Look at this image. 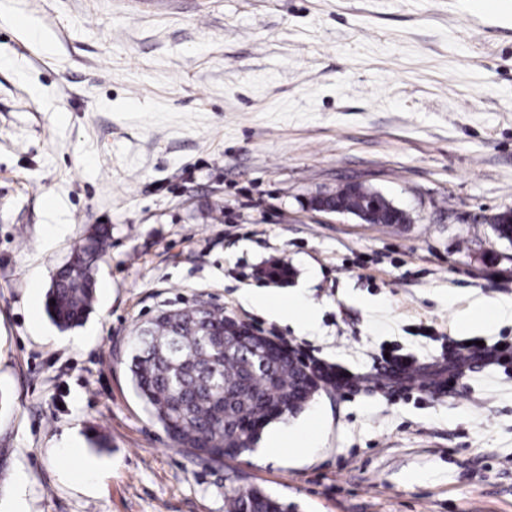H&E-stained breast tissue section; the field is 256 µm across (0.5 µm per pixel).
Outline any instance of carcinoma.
<instances>
[{
  "instance_id": "obj_1",
  "label": "carcinoma",
  "mask_w": 512,
  "mask_h": 512,
  "mask_svg": "<svg viewBox=\"0 0 512 512\" xmlns=\"http://www.w3.org/2000/svg\"><path fill=\"white\" fill-rule=\"evenodd\" d=\"M100 225L73 249L52 278L45 312L61 331L82 325L93 309L96 270L111 245ZM218 306L165 311L137 331L128 363L132 386L170 446L200 463L252 451L266 426L302 412L328 383L323 370L307 381L291 357L263 359L261 339L241 342L225 330ZM262 488L224 490V512H295Z\"/></svg>"
}]
</instances>
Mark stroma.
I'll return each instance as SVG.
<instances>
[{
    "instance_id": "obj_1",
    "label": "stroma",
    "mask_w": 512,
    "mask_h": 512,
    "mask_svg": "<svg viewBox=\"0 0 512 512\" xmlns=\"http://www.w3.org/2000/svg\"><path fill=\"white\" fill-rule=\"evenodd\" d=\"M409 219L311 210L349 182ZM512 0H0V512H512V372L448 342L512 303ZM112 228L83 326L57 267ZM303 294L307 330L257 308ZM208 303L346 373L237 459L171 448L126 362L138 327ZM423 378L388 377L387 350ZM301 432L305 448L273 449ZM295 505L256 486L224 491L225 512H295Z\"/></svg>"
}]
</instances>
